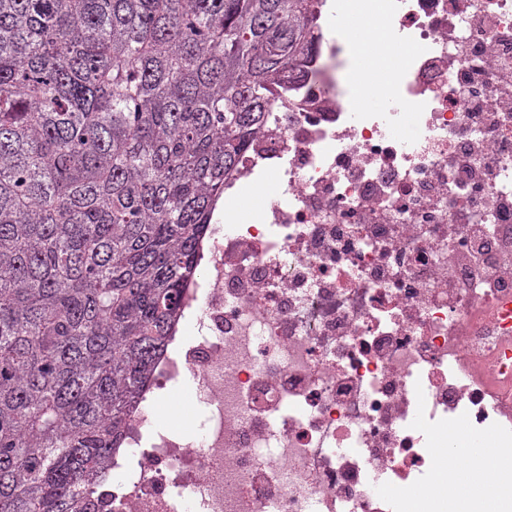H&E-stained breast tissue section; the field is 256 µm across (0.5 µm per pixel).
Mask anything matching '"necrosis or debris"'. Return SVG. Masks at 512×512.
Here are the masks:
<instances>
[{"label":"necrosis or debris","instance_id":"4bbe7bcc","mask_svg":"<svg viewBox=\"0 0 512 512\" xmlns=\"http://www.w3.org/2000/svg\"><path fill=\"white\" fill-rule=\"evenodd\" d=\"M398 63L361 111L328 49L239 160L256 220L212 225L188 338L127 422L98 512H512V0H358ZM272 182L274 183V179L268 176L259 187L244 184L240 192L230 199L239 203L240 207L243 208L242 213L245 217H250V219L260 218L264 210L266 197L273 194V192H266L264 188L267 183ZM181 393L175 394L173 396L178 397L181 400L182 406L179 409V412H172L170 411V407L168 406L169 400L173 396L169 397H162L161 395H158V405L155 408V412L158 417H160L163 420L167 421H177L181 423L182 428L185 431L190 432L193 428V416L189 410L188 406V390L180 391ZM181 416H185L187 421H183L181 419Z\"/></svg>","mask_w":512,"mask_h":512}]
</instances>
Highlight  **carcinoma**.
<instances>
[{"instance_id": "1", "label": "carcinoma", "mask_w": 512, "mask_h": 512, "mask_svg": "<svg viewBox=\"0 0 512 512\" xmlns=\"http://www.w3.org/2000/svg\"><path fill=\"white\" fill-rule=\"evenodd\" d=\"M321 0H0V512H92Z\"/></svg>"}]
</instances>
